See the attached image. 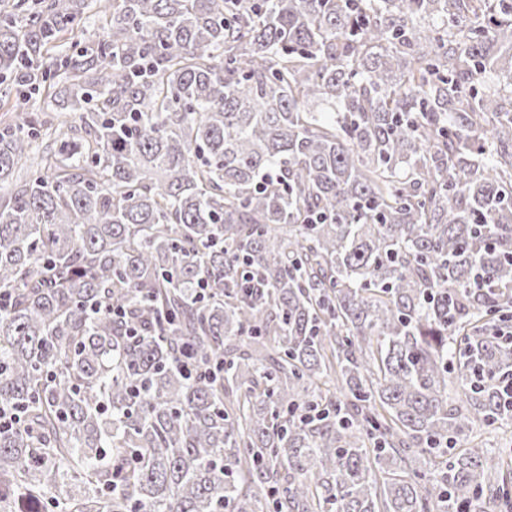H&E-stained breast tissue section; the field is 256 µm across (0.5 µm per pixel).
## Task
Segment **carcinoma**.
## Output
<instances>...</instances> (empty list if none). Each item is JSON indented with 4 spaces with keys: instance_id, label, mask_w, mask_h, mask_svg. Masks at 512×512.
<instances>
[{
    "instance_id": "obj_1",
    "label": "carcinoma",
    "mask_w": 512,
    "mask_h": 512,
    "mask_svg": "<svg viewBox=\"0 0 512 512\" xmlns=\"http://www.w3.org/2000/svg\"><path fill=\"white\" fill-rule=\"evenodd\" d=\"M1 84L0 512H512V0H0ZM6 85L2 84L0 86L1 96H0V122L2 121H14L19 118L22 112H41L47 109L48 98L46 96V92L42 91L38 95H33L32 98L29 99L24 109L17 108L15 112H5L8 109H12L15 104L16 97L15 91L13 90L10 94L6 93ZM512 421L493 426L478 427L462 442L460 448H500L508 443L511 446Z\"/></svg>"
}]
</instances>
